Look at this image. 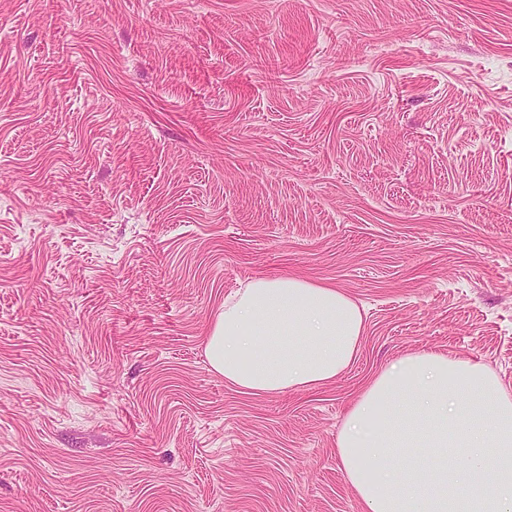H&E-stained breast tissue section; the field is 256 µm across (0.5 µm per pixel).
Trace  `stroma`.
<instances>
[{
	"label": "stroma",
	"mask_w": 512,
	"mask_h": 512,
	"mask_svg": "<svg viewBox=\"0 0 512 512\" xmlns=\"http://www.w3.org/2000/svg\"><path fill=\"white\" fill-rule=\"evenodd\" d=\"M284 275L360 351L238 391ZM418 351L512 389V0H0V512H362L346 408ZM364 320L340 288L292 276L249 280L207 338L211 368L243 392L275 395L336 380L360 350Z\"/></svg>",
	"instance_id": "35a3bbf8"
}]
</instances>
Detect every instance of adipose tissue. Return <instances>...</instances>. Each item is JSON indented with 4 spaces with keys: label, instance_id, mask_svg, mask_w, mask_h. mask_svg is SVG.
Here are the masks:
<instances>
[{
    "label": "adipose tissue",
    "instance_id": "adipose-tissue-1",
    "mask_svg": "<svg viewBox=\"0 0 512 512\" xmlns=\"http://www.w3.org/2000/svg\"><path fill=\"white\" fill-rule=\"evenodd\" d=\"M363 324L339 288L257 277L225 302L206 354L246 393L316 389L353 362ZM336 448L363 512H512V390L481 362L398 358L349 404Z\"/></svg>",
    "mask_w": 512,
    "mask_h": 512
}]
</instances>
